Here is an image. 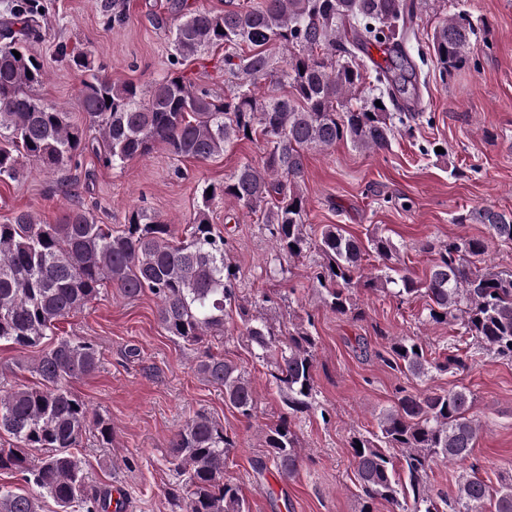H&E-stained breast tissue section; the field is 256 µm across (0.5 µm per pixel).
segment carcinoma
<instances>
[{
	"instance_id": "cac0c4a2",
	"label": "carcinoma",
	"mask_w": 512,
	"mask_h": 512,
	"mask_svg": "<svg viewBox=\"0 0 512 512\" xmlns=\"http://www.w3.org/2000/svg\"><path fill=\"white\" fill-rule=\"evenodd\" d=\"M426 0H260L224 12L193 11L174 19L173 64L213 45L250 47L228 58L235 79L229 92L196 88L170 72L142 88L112 82L92 54L72 55L85 74L81 108L85 122L33 93L46 77L27 42L40 37V0H8L0 17V178L15 179L28 162L64 171L86 151L103 163L123 164L158 145L176 158L206 162L236 141L259 140L262 165L245 162L212 194L202 190L184 236L175 235L144 209H134L116 230L98 223L93 209L76 207L58 224H42L29 210L0 224V342L25 351L36 348L56 325L97 299L110 285L128 300L149 292L158 299L157 320L169 336L189 346L224 338L226 307L238 305V339L270 368L284 412L262 429L267 459L279 476L300 466L299 437L291 419L317 406L316 342L309 327L293 323L277 334L259 300L240 295L239 270L228 255L224 233L208 211L218 196L241 210L260 212L276 251L275 260H300L315 249L324 260L319 285L324 302L342 316L360 317L353 289L368 288L401 300L427 298L426 321L459 322L462 335L512 359V271L485 265L494 240L512 242V212L485 207L460 215L476 220L487 238L452 240L439 246L428 275L418 280L398 270L399 249L381 233L367 243L325 224L313 239L307 231L305 152L329 151L341 142L368 153L392 147L397 127L414 122L419 66L407 43ZM478 41L465 13L435 29L434 55L449 73L463 65ZM389 46L386 65L364 62L359 53ZM286 52L281 58L274 49ZM20 57H15L14 52ZM381 106H376L375 101ZM97 128L100 137L88 131ZM381 262L365 272L368 257ZM96 345L85 336H60L40 356L17 367L37 384L16 387L0 380V471L19 472L33 492L0 486V512H43V498L58 512H112V493L89 483L76 449L92 434L102 448L112 444V419L81 401L69 383L100 366ZM386 362L416 379L463 365L450 355L440 362L422 343L401 337ZM196 374L224 391V404L249 419L257 408L249 374L235 361L203 352ZM474 397L466 387L448 391L401 389L382 411L377 431L351 443L363 492L359 512L385 501L392 512H512V477L494 489L470 477L458 481L452 499H434L424 482L430 464L469 459L480 432ZM362 449H356L357 445ZM234 441L210 415L186 420L169 439V459L179 482L168 491L171 512H248L239 487L224 480ZM401 453L412 495H407L391 451Z\"/></svg>"
}]
</instances>
